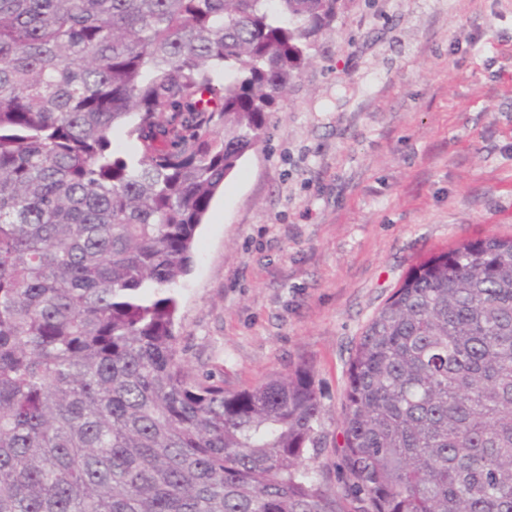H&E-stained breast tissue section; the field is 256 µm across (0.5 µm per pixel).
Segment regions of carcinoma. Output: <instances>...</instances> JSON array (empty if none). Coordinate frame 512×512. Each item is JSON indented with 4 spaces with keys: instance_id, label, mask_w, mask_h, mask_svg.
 <instances>
[{
    "instance_id": "carcinoma-1",
    "label": "carcinoma",
    "mask_w": 512,
    "mask_h": 512,
    "mask_svg": "<svg viewBox=\"0 0 512 512\" xmlns=\"http://www.w3.org/2000/svg\"><path fill=\"white\" fill-rule=\"evenodd\" d=\"M342 0H0V512H512V237L411 267L347 372L192 375L177 287Z\"/></svg>"
}]
</instances>
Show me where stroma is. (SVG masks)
Segmentation results:
<instances>
[{
    "instance_id": "obj_1",
    "label": "stroma",
    "mask_w": 512,
    "mask_h": 512,
    "mask_svg": "<svg viewBox=\"0 0 512 512\" xmlns=\"http://www.w3.org/2000/svg\"><path fill=\"white\" fill-rule=\"evenodd\" d=\"M310 56L197 230L176 334L230 391L309 364L340 488L369 320L416 263L512 235V0H347Z\"/></svg>"
}]
</instances>
